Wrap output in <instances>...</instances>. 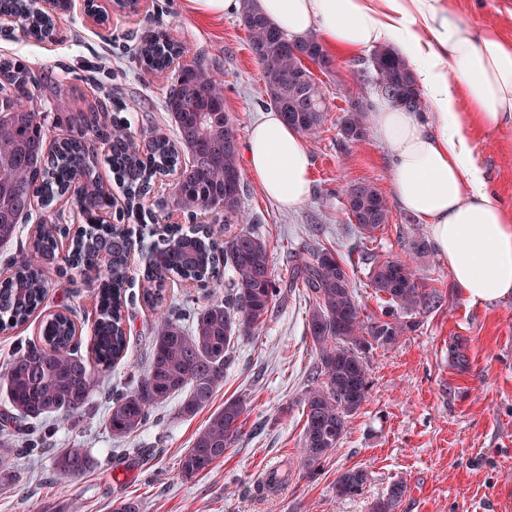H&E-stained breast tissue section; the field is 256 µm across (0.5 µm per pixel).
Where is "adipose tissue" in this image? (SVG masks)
I'll list each match as a JSON object with an SVG mask.
<instances>
[{"mask_svg": "<svg viewBox=\"0 0 512 512\" xmlns=\"http://www.w3.org/2000/svg\"><path fill=\"white\" fill-rule=\"evenodd\" d=\"M288 37L317 34L355 54L383 43L414 71L425 109L375 99L368 119L389 151L399 205L425 224L436 255L470 304L512 298V213L490 190L468 127L512 124V43L475 30L443 0H256ZM251 177L283 208L306 200L311 159L276 110L252 127Z\"/></svg>", "mask_w": 512, "mask_h": 512, "instance_id": "adipose-tissue-1", "label": "adipose tissue"}]
</instances>
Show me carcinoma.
<instances>
[{
    "label": "carcinoma",
    "mask_w": 512,
    "mask_h": 512,
    "mask_svg": "<svg viewBox=\"0 0 512 512\" xmlns=\"http://www.w3.org/2000/svg\"><path fill=\"white\" fill-rule=\"evenodd\" d=\"M0 12L21 14L29 33L43 38L45 21L33 0H0ZM243 27L254 58L264 70L266 93L275 110L289 126L304 135L316 134L327 119L325 96L311 78L305 61L321 71L334 61L314 36L289 40L251 5L242 13ZM187 53L163 36L148 31L139 47V58L149 69L167 66L174 55ZM373 70L385 77L383 93L391 101L414 112L423 111L422 93L412 69L391 49L378 50ZM33 80L26 68L9 60L0 62V103L11 108L0 112V244L11 242L19 225L33 218L32 202L47 205L70 194L73 177L83 178L78 203L89 227L71 241L62 260L84 275L103 281L100 304L93 326L94 361L78 354L77 326L67 315L54 313L41 322L38 339L28 341L14 354L3 372L8 404L0 409V448L19 455L44 445L47 435L36 431L32 421L55 417L73 422L99 387L95 366L108 368L128 356L129 342L124 314L126 286L130 280L128 249L134 244L132 230L123 224L104 231L96 226L100 210L110 206V194L96 175L91 142L110 145L112 168L123 184L128 211L143 220L141 199L151 181L179 163V152L189 156L180 171L171 207L194 214L224 213L220 242L198 225L176 224L151 229L156 237L148 246L153 261L146 278L153 284L143 300L156 311L157 320L149 342L146 368L124 390H107L105 424L116 439L137 433L151 411L181 394L179 414L193 417L208 408L224 382V365L231 343L261 330L279 305L284 289L301 288L310 303L308 332L317 356L310 385L302 398L305 424L301 437L302 468L315 474L322 460L343 439L349 419L360 409L370 388L366 354L388 349L407 333L417 330L414 316L436 307L442 297L427 289L408 262L401 258L374 257L369 279L383 301L381 312L368 314L351 287L345 263L328 249H312L297 256L284 280L274 275L269 245L251 227L231 230L241 217L244 172L234 124L224 110V87L198 59L180 69L176 85L166 99V109L176 127V141L164 136L144 140V146L118 122L91 114L79 122L72 135L47 147V131L34 99ZM369 108L355 104L341 121L345 141L362 140L367 133ZM350 222L366 239L388 222L389 207L379 189L354 182L347 190ZM60 225L39 222L31 250L16 261L15 271L0 281V327L13 328L29 321L47 295L46 275L37 269L41 256L59 252ZM111 251L112 263L92 269L96 252ZM233 272L230 290L189 315L175 302L164 304L165 283L177 278L199 288H210L223 270ZM244 404L227 399L208 423L195 433L190 448L180 459L187 479L205 472L224 458V452L241 434ZM94 459L79 448H64L55 457L62 475L89 471ZM369 482L364 468L341 471L335 482L340 496L360 495ZM406 492L398 481L385 496L370 505V512H395Z\"/></svg>",
    "instance_id": "cac0c4a2"
}]
</instances>
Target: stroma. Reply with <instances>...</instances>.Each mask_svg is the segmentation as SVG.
I'll list each match as a JSON object with an SVG mask.
<instances>
[{
    "instance_id": "stroma-1",
    "label": "stroma",
    "mask_w": 512,
    "mask_h": 512,
    "mask_svg": "<svg viewBox=\"0 0 512 512\" xmlns=\"http://www.w3.org/2000/svg\"><path fill=\"white\" fill-rule=\"evenodd\" d=\"M475 29L493 28L512 42V0H453ZM155 30L173 43L202 53L224 84V109L239 141L270 103L264 72L248 46L240 17L202 18L186 0H143L134 12H113L107 29L94 27L83 0H72L56 24L54 41L33 38L19 24L0 29V60H19L35 84L33 107L50 138L64 137L79 117L108 113L135 137H174L165 100L179 70L146 69L138 59L140 38ZM371 54H334L330 72L314 70L330 107L317 137L305 138L311 158L312 191L297 208H282L248 180L242 198L250 227L269 244L275 276L286 277L297 253L313 246L333 249L349 270L362 307L379 313L369 280L373 256H412L418 278L446 295L440 309L421 312L416 331L389 349L371 351V386L335 451L315 476L304 475L300 443L301 398L315 365L307 332L309 302L288 292L266 325L235 341L224 383L211 409L191 418L178 413L177 400L154 409L147 423L125 440L112 438L104 424V392L72 425H49V442L37 456L7 460L9 479L0 482V512H110L113 501L133 498L141 512H369L373 500L404 482L396 512H512V299L469 304L454 285L448 266L435 253L411 255L415 233L425 227L398 204L387 224L366 240L350 224L347 188L374 184L391 196L392 159L374 136L342 144L339 121L350 103H373L377 91ZM469 135L481 154L491 188L512 210V125L473 127ZM146 262L135 258L126 291L129 352L101 371L102 382L125 388L147 363L155 314L143 301ZM42 314L0 332V366L21 345L39 335L43 314L69 310L81 336L79 352L90 357L97 317V283L76 271H50ZM463 341L467 369L455 366L454 341ZM245 404L242 432L223 459L187 479L180 458L212 410L226 399ZM80 448L97 465L85 474L64 476L53 465L59 449ZM287 470L277 491L260 490L269 466ZM362 467L370 480L355 497L336 494L340 471Z\"/></svg>"
}]
</instances>
